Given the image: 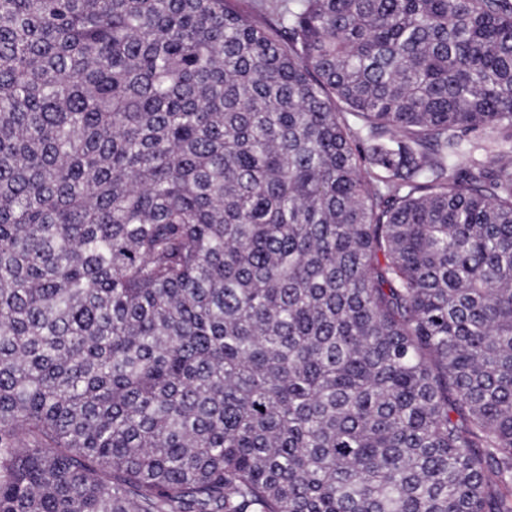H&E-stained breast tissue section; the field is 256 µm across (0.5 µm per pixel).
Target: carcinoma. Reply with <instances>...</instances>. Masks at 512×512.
<instances>
[{
    "mask_svg": "<svg viewBox=\"0 0 512 512\" xmlns=\"http://www.w3.org/2000/svg\"><path fill=\"white\" fill-rule=\"evenodd\" d=\"M0 0V512H512V0Z\"/></svg>",
    "mask_w": 512,
    "mask_h": 512,
    "instance_id": "obj_1",
    "label": "carcinoma"
}]
</instances>
